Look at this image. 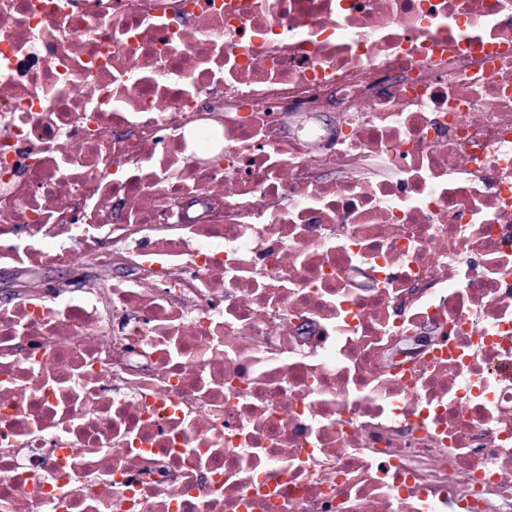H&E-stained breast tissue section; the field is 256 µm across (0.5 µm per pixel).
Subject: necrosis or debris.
<instances>
[{
    "label": "necrosis or debris",
    "mask_w": 512,
    "mask_h": 512,
    "mask_svg": "<svg viewBox=\"0 0 512 512\" xmlns=\"http://www.w3.org/2000/svg\"><path fill=\"white\" fill-rule=\"evenodd\" d=\"M113 254L0 304V512H512V0H0V265Z\"/></svg>",
    "instance_id": "necrosis-or-debris-1"
}]
</instances>
